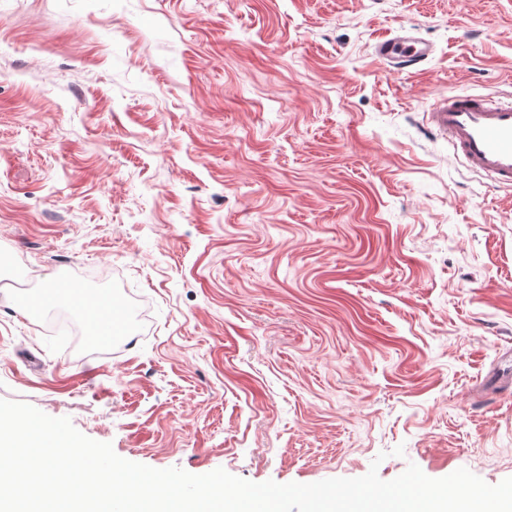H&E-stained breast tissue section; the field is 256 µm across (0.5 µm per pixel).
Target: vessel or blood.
<instances>
[{
  "instance_id": "1",
  "label": "vessel or blood",
  "mask_w": 512,
  "mask_h": 512,
  "mask_svg": "<svg viewBox=\"0 0 512 512\" xmlns=\"http://www.w3.org/2000/svg\"><path fill=\"white\" fill-rule=\"evenodd\" d=\"M432 52L431 44L405 33L374 44L376 59L397 70L426 60ZM428 120L472 171L490 177L499 188L512 187V99L466 94L443 97L429 108Z\"/></svg>"
}]
</instances>
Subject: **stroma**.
<instances>
[{
	"label": "stroma",
	"instance_id": "35a3bbf8",
	"mask_svg": "<svg viewBox=\"0 0 512 512\" xmlns=\"http://www.w3.org/2000/svg\"><path fill=\"white\" fill-rule=\"evenodd\" d=\"M509 92L512 0H0V399L158 469L512 477V190L425 121ZM63 280L137 320L46 335ZM433 53V46L420 37L394 33L378 39L374 55L378 61L393 69L401 70L426 60Z\"/></svg>",
	"mask_w": 512,
	"mask_h": 512
}]
</instances>
